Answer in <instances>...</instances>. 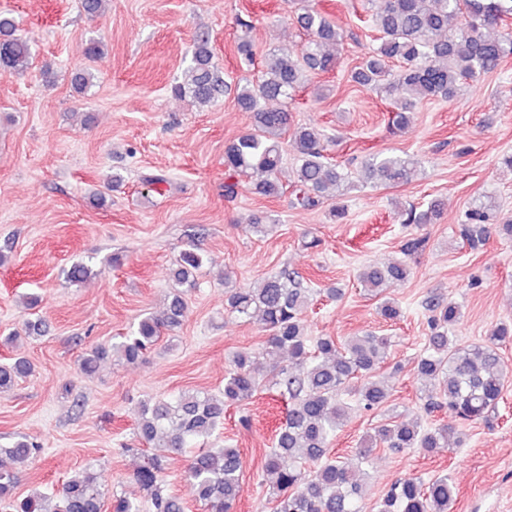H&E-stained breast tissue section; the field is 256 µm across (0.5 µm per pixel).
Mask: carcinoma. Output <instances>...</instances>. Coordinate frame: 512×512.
Returning a JSON list of instances; mask_svg holds the SVG:
<instances>
[{
	"mask_svg": "<svg viewBox=\"0 0 512 512\" xmlns=\"http://www.w3.org/2000/svg\"><path fill=\"white\" fill-rule=\"evenodd\" d=\"M372 23L379 44L350 73L351 82L383 89L394 107L392 124L401 130L420 102L452 100L461 81L496 71L512 56V31L489 38L482 29L502 26L512 18V0H369ZM296 27L308 35L298 52L290 48L263 56L260 75L245 84L230 85L215 59L209 33L196 35L190 64L171 86V93L188 97L200 108H209L224 95H234L241 110L250 114L251 129L229 142L224 149V197L238 196L242 178L253 173L262 179L254 190L276 198L292 189L294 205L303 210L329 206L330 217L342 220L347 209L337 192L348 180L345 168L327 161L329 137L314 124L293 125L290 104L310 77L331 71L337 61L336 48L343 35L329 15L309 0H292ZM30 40L20 24L0 13V75H12L32 65ZM400 71L392 74L390 63ZM71 84L80 93L93 85L85 67L71 72ZM292 140L297 164L285 178L283 136ZM416 162L409 155L381 154L370 157L361 170L363 184L396 186L411 181ZM442 213L441 203L432 201L424 210L411 206L405 224H431ZM490 208H471L460 235L470 248L486 244L492 233L512 239V224H491ZM204 265L203 254L185 250L171 269L174 291L165 309L148 314L118 342L101 343L82 359L85 374L96 373L99 364L114 354L135 363L156 345L166 332L181 324L186 306L185 289L196 285V272ZM96 272L84 263L73 264L67 280L82 283ZM410 275L404 263L369 265L360 282L378 299V314L386 321L401 316V308L383 296L391 281ZM312 302V290L297 271L286 268L265 278L259 288L232 289L225 307L266 332L258 351H240L224 377L223 396L185 391L168 399L144 400L132 414L138 434L149 448H164L181 455L192 442L213 436L224 423V409L252 399L262 390L263 380L255 372L259 356L286 350L291 364L275 369L271 387L284 406V418L276 429L274 448L265 454L263 481L275 496L274 512H361L360 484L356 470L368 464L378 446L390 450L431 452L444 447L454 428H420L404 423H384L366 436L357 448V463L329 454V445L346 422L349 390L366 410L383 406L389 390L378 377L385 362L390 337L374 333L338 340L331 336L307 335L304 315ZM431 312L429 335L416 358L417 376L425 381L428 399L448 400V411L462 426L487 419L501 398L508 369L500 357L502 345L512 342V322L497 324L486 338L461 347L453 332L462 316L461 305L442 295L426 299ZM23 358L0 363V390L8 391L18 380L31 375ZM38 443L19 437L8 448H0V502L19 512H102L100 475L87 467L68 477L61 487L48 493L33 491L14 502L16 466L37 457ZM138 456L129 479L150 502L153 512H184L182 499L166 485L161 457L129 449ZM202 512H233L243 493V460L236 448H204L192 453L184 471ZM456 487L442 474L428 480L408 477L395 481L376 505L377 512H452ZM109 512H141V503L123 494L110 499Z\"/></svg>",
	"mask_w": 512,
	"mask_h": 512,
	"instance_id": "obj_1",
	"label": "carcinoma"
}]
</instances>
